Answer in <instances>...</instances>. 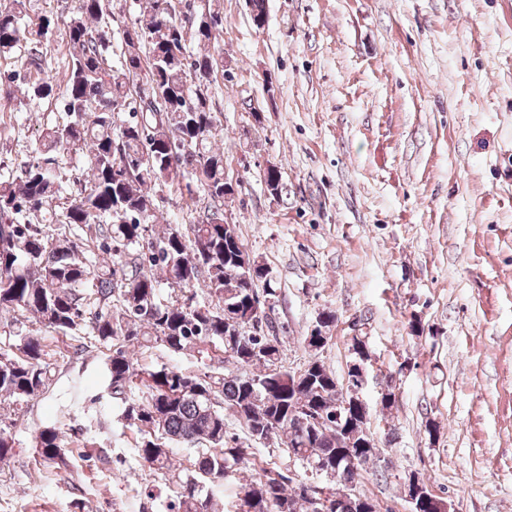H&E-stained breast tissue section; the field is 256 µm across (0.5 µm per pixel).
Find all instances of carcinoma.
<instances>
[{"label":"carcinoma","mask_w":512,"mask_h":512,"mask_svg":"<svg viewBox=\"0 0 512 512\" xmlns=\"http://www.w3.org/2000/svg\"><path fill=\"white\" fill-rule=\"evenodd\" d=\"M28 2L0 3V55L20 57L30 73L41 71L58 22L29 16ZM219 25L214 12L194 15L176 0H146L125 26L114 63L102 0H75L62 36L70 59L66 119L43 128L32 158L0 181V314L10 316L0 334V405H33L52 385L43 333L75 340L89 327L109 346L107 389L122 400L118 422L135 430L149 471L171 476L177 487L169 512H211L205 482L248 466L253 473L239 483L236 512H308L300 492L307 484L326 493V512H358L353 502L336 509V484L361 476L346 462L336 415L348 438L368 444L354 453L378 459L381 447L363 431L365 416L344 407L350 389L311 341L314 355L295 382L279 326L247 293L277 297L270 271L240 249L236 225L224 224V148L208 99L213 76L224 70ZM13 79L28 97L57 99L50 75ZM116 105L122 110L112 111ZM72 156L84 159L87 186L59 211L60 161ZM163 186L190 201L201 190L209 205L189 224L162 225L152 191ZM22 213L38 222L20 223ZM22 318L39 328L15 329ZM158 342L209 364L196 374L135 366L129 348ZM305 407L323 411L328 423L300 421ZM226 412L243 424L246 440L228 435ZM15 426L0 414V463L13 454ZM273 439L301 465L302 481L256 456L254 445ZM66 444L53 422L35 431L32 448L44 468L62 470L70 467ZM173 444L199 449L191 473L173 464Z\"/></svg>","instance_id":"carcinoma-1"}]
</instances>
